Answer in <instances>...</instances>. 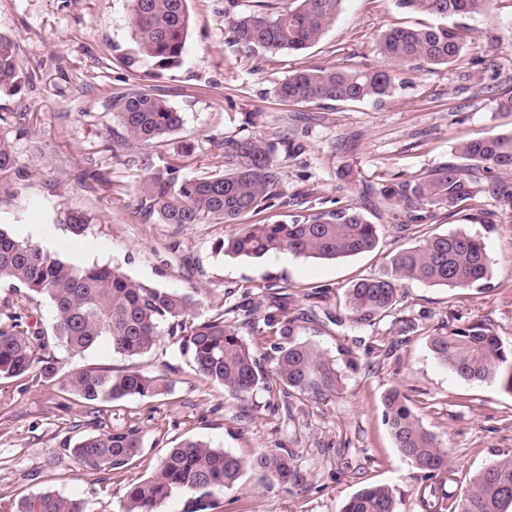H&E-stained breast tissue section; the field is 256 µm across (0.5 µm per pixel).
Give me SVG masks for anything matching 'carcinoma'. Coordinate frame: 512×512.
<instances>
[{
  "mask_svg": "<svg viewBox=\"0 0 512 512\" xmlns=\"http://www.w3.org/2000/svg\"><path fill=\"white\" fill-rule=\"evenodd\" d=\"M488 0H398L402 8L422 6L443 16H465L483 11ZM341 0H292L274 9V0H255L242 14H224L232 42L249 51L299 52L309 48L335 19ZM133 40L137 52L158 67L171 70L182 62L190 26L187 0H130ZM384 56L402 66H448L463 49L457 26L393 27L381 38ZM15 43L0 35V94H11L22 82ZM395 77L381 68L345 64L312 66L279 83L274 96L286 105L329 102L382 104L391 96ZM115 122L136 144H148L177 129L182 118L159 92L132 89L105 100ZM224 172L181 175L175 162L153 174L142 189L141 214L160 224H238L237 232L215 244V251L230 257L259 258L287 251L320 260H336L372 251L378 227L355 207L291 216L286 221L254 222L252 218L285 198L277 146L262 137H226L219 143ZM457 163L407 178H390L366 195L389 208L392 219L408 228L428 223L441 211L465 209L485 191L481 176L499 171L512 174V130L456 145ZM14 165L9 142L0 137V176ZM63 223L74 234L85 231L90 219L68 211ZM12 283L13 297L0 313V377L18 378L30 388L52 381L59 367L52 347L60 343L82 355L105 341L112 352L125 357L149 353L167 336L189 357L194 370L211 385L237 397L259 386L325 400L340 393L343 372L336 358L310 342L296 338L298 318L287 307L264 316L258 323L249 314L233 322L218 310L193 313L195 295L171 292L137 282L109 265L63 261L41 246L15 238L0 229V279ZM491 278V264L483 242L464 232L427 236L417 245L395 252L376 275L362 278L347 292L353 322L373 321L394 306L406 280L432 286L469 289ZM38 297L53 307L51 329L34 314ZM284 339L273 345L271 370L261 367L256 349L241 335L246 326H260ZM435 359L458 378L471 383L497 382L512 393V350L507 349L490 324L481 320L450 324L430 334ZM68 392L85 408L93 431L64 455L90 475L107 472L121 479L136 463L142 448L139 429L109 426L103 403L130 396L152 398L171 391L163 374L143 370L74 367L64 376ZM382 416L395 447L426 480L448 476L450 453L438 437L423 426L408 399L397 388L382 399ZM292 450L271 448L243 459L207 442L186 438L167 450L150 474L127 484L122 512H160L177 492L190 495L187 512H215L218 496L240 486L246 469L263 473L272 482L296 484L300 475ZM14 512H87L83 504L53 490L23 497ZM341 512H397L394 490L368 484L354 493ZM435 512H512V456L489 463L474 475L457 496H444Z\"/></svg>",
  "mask_w": 512,
  "mask_h": 512,
  "instance_id": "carcinoma-1",
  "label": "carcinoma"
}]
</instances>
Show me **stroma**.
Segmentation results:
<instances>
[{
    "instance_id": "35a3bbf8",
    "label": "stroma",
    "mask_w": 512,
    "mask_h": 512,
    "mask_svg": "<svg viewBox=\"0 0 512 512\" xmlns=\"http://www.w3.org/2000/svg\"><path fill=\"white\" fill-rule=\"evenodd\" d=\"M253 0H190L191 26L182 64L162 71L140 56L132 39L127 0H0V34L17 46L26 77L0 95V137L14 166L0 179V229L35 241L61 258L111 265L146 285L179 293L199 291L197 311L218 309L229 320L252 310L275 313L287 296L297 337L330 355L349 351L342 394L325 400L256 389L235 398L206 385L177 347L161 343L127 358L108 344L81 356L54 349L60 371L76 366L167 374L170 393L111 403L113 426L143 435L142 462L126 482L143 477L167 448L188 437L249 458L263 448L295 451L302 485L262 480L247 471L243 486L226 491L224 512H340L363 484L390 486L398 512H432L436 498L456 495L491 461L512 456V394L496 383H467L440 365L428 348L434 329L484 320L512 347V204L486 192L470 210L440 212L433 223L402 231L380 204L360 199L362 183H380L434 169L454 159L457 143L512 129V113L495 109L512 85V0H490L485 12L442 18L397 0H342L335 20L298 53L250 52L234 45L225 13L250 11ZM459 25L460 59L433 70L393 64L380 37L396 26ZM358 63L392 70L395 88L383 104L283 106L276 85L315 65ZM155 88L181 113L182 127L147 146L111 152L122 136L103 107L108 94ZM289 139L278 151L288 206L267 211L273 222L309 208L358 204L379 228L373 251L333 262L287 252L234 258L214 251L233 224H161L139 214L140 187L165 162L181 160L183 176L219 171L217 148L227 137ZM102 171L106 180L94 179ZM91 218L75 236L55 221L62 210ZM462 230L482 238L492 277L477 289L404 282L397 302L374 325L352 322L346 291L380 272L388 255L419 239ZM322 293L309 297L312 287ZM399 388L422 423L447 444L453 477L428 485L392 443L381 400ZM61 382L23 388L0 378V512L50 489L82 500L88 512H121L123 485L99 481L60 460L82 431L78 406L63 409Z\"/></svg>"
}]
</instances>
